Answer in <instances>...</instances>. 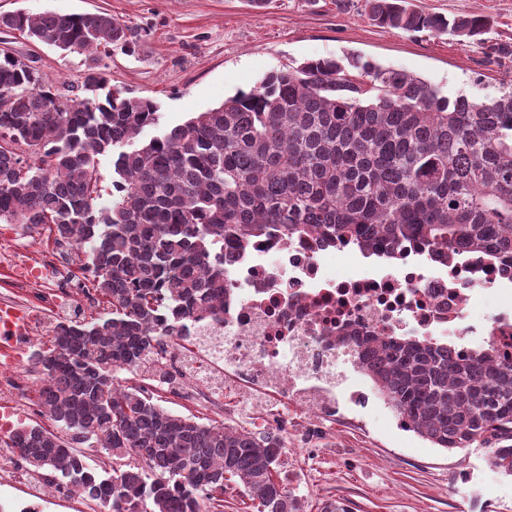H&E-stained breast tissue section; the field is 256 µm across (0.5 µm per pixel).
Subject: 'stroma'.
Instances as JSON below:
<instances>
[{
  "instance_id": "1",
  "label": "stroma",
  "mask_w": 512,
  "mask_h": 512,
  "mask_svg": "<svg viewBox=\"0 0 512 512\" xmlns=\"http://www.w3.org/2000/svg\"><path fill=\"white\" fill-rule=\"evenodd\" d=\"M446 17L486 16L491 26L483 42L447 34L408 33L374 25L365 0H270L263 10L249 0H0V12L32 14L104 11L138 35L135 55L113 51L107 79L131 96L159 106L158 125L141 139L206 111L249 89L265 74L289 63L355 53L419 76L443 94L496 96L512 58L492 54L493 45L512 44V0H412ZM21 57L58 84L80 87L84 58L0 31ZM209 384L236 400L240 410H218L203 401L158 387L162 407L197 421L259 428L255 400L275 407L272 393L245 389L235 379L213 373ZM297 407L288 409V445L295 494L307 512L326 501L344 502L350 512H512V477L492 471L482 448L446 451L431 445L399 419L378 396L367 406L341 404L336 418L302 431Z\"/></svg>"
}]
</instances>
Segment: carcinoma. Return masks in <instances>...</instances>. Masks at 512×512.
I'll return each mask as SVG.
<instances>
[{
  "mask_svg": "<svg viewBox=\"0 0 512 512\" xmlns=\"http://www.w3.org/2000/svg\"><path fill=\"white\" fill-rule=\"evenodd\" d=\"M369 19L405 32L481 40L479 13L448 18L405 0H366ZM0 30L86 55L83 95L0 49V223L45 225L57 243L90 242L84 266L110 311L59 322L30 357L55 422L0 439L47 482L103 512H223L229 485L256 512H305L288 489L276 431L200 423L118 373L162 368L164 339L224 320V244L257 238L410 243L485 255L512 274V79L499 95H443L360 57L322 58L255 86L147 140L157 105L108 85L106 58L136 53L112 15L0 14ZM111 157L102 193L100 157ZM352 339L374 393L437 448L487 449L512 475V363L496 352L451 358L427 339ZM99 448L98 470L76 452Z\"/></svg>",
  "mask_w": 512,
  "mask_h": 512,
  "instance_id": "obj_1",
  "label": "carcinoma"
}]
</instances>
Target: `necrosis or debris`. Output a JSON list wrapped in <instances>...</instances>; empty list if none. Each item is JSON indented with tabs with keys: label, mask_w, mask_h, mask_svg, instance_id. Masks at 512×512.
I'll return each instance as SVG.
<instances>
[{
	"label": "necrosis or debris",
	"mask_w": 512,
	"mask_h": 512,
	"mask_svg": "<svg viewBox=\"0 0 512 512\" xmlns=\"http://www.w3.org/2000/svg\"><path fill=\"white\" fill-rule=\"evenodd\" d=\"M33 260L24 249L0 251V267L12 286L46 289L57 320L67 319L78 286L63 273L61 257ZM343 257L354 266L339 277L332 269ZM231 283L224 320L198 324L194 342L202 351L200 371L222 364L243 385L270 387L306 416L326 415L336 405V388L349 401L365 397L366 381L354 344L337 343L351 332L378 340L423 337L466 357L480 349L512 356V278L483 255H446L428 248L404 247L375 254L355 245L315 247L305 239L275 236L256 240L247 250H224ZM492 299L494 314L475 318L476 295ZM37 304L0 296V335L21 331L22 338L0 348V435L20 421L17 401L32 385L24 356L49 326L36 316ZM14 449L0 448V481L23 486L27 512H42L58 497L54 486L18 468Z\"/></svg>",
	"instance_id": "4bbe7bcc"
}]
</instances>
